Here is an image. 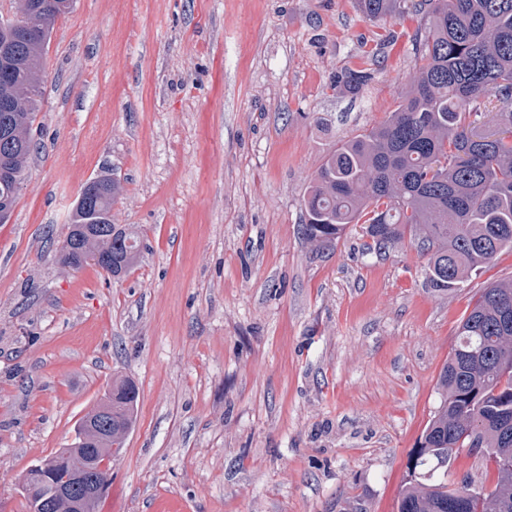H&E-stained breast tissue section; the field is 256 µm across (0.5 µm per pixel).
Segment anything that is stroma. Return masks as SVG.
I'll return each mask as SVG.
<instances>
[{
	"label": "stroma",
	"instance_id": "1",
	"mask_svg": "<svg viewBox=\"0 0 512 512\" xmlns=\"http://www.w3.org/2000/svg\"><path fill=\"white\" fill-rule=\"evenodd\" d=\"M425 15L353 0H74L54 26L37 148L0 224V512L113 377L137 419L98 512H396L459 320L512 250L444 293L413 238H302L322 158L387 119ZM380 70L336 93L375 36ZM121 186L137 265L63 268L87 181ZM360 13L369 21L380 22L401 15L408 8L402 0H355Z\"/></svg>",
	"mask_w": 512,
	"mask_h": 512
}]
</instances>
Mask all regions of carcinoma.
Instances as JSON below:
<instances>
[{"instance_id":"1","label":"carcinoma","mask_w":512,"mask_h":512,"mask_svg":"<svg viewBox=\"0 0 512 512\" xmlns=\"http://www.w3.org/2000/svg\"><path fill=\"white\" fill-rule=\"evenodd\" d=\"M372 22L424 11L429 27L415 72L396 109L379 125L340 143L310 179L303 197L302 237L328 249L349 224L364 222L374 246L385 249L409 234L426 257L427 280L446 292L512 249V0H355ZM43 34L28 37L22 25L26 0H16L18 23L8 62L0 61V124L9 121L31 138L45 57L54 25L68 14L66 0H38ZM377 59L336 75V90L356 95L375 78ZM31 152L16 153L10 166L25 179ZM99 186L70 216L72 224L92 225V234L73 233L58 250L61 265L79 269L112 257V275L128 271L140 256L133 230L112 222L119 183L98 176ZM512 281L484 288L460 320L455 346L442 367L439 405L415 449L416 472L408 473L397 512H446L444 504L466 485L439 476L437 462L448 448L468 446L479 426L484 448L507 463L492 469L494 481L481 490L482 512H512ZM138 388L125 377L112 380V408L94 406L100 430L125 447L137 417ZM82 449L57 464L53 477L84 464L96 448L95 434L78 426L72 443ZM31 485L23 497L27 512H70L67 498L27 467L18 485Z\"/></svg>"}]
</instances>
